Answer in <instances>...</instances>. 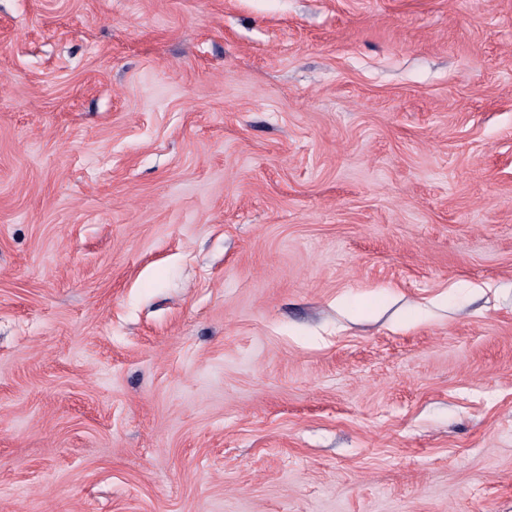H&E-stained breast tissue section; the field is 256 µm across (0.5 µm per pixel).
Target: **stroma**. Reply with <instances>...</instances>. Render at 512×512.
Returning a JSON list of instances; mask_svg holds the SVG:
<instances>
[{"instance_id": "35a3bbf8", "label": "stroma", "mask_w": 512, "mask_h": 512, "mask_svg": "<svg viewBox=\"0 0 512 512\" xmlns=\"http://www.w3.org/2000/svg\"><path fill=\"white\" fill-rule=\"evenodd\" d=\"M0 512H512V0H0Z\"/></svg>"}]
</instances>
